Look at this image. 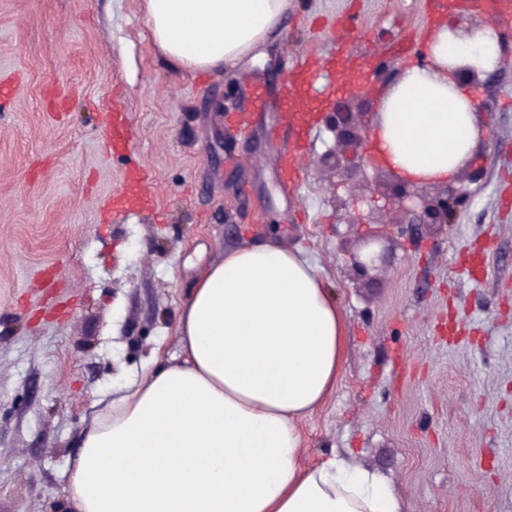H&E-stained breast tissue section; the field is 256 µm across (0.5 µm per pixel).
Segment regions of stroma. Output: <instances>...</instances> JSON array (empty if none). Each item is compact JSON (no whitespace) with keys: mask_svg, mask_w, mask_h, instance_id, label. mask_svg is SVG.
<instances>
[{"mask_svg":"<svg viewBox=\"0 0 512 512\" xmlns=\"http://www.w3.org/2000/svg\"><path fill=\"white\" fill-rule=\"evenodd\" d=\"M441 16L470 26L435 0H290L259 57L192 76L154 44L142 0H0V82L15 89L0 105V512H65L97 400L179 353L195 276L262 234L301 249L348 320L336 389L300 424L303 464L336 453L382 473L406 512H512V71L473 92L496 140L483 186L447 231L395 235L374 283L351 265L366 226L336 221L345 186L313 168L332 134L309 122L296 190L275 163L301 55L332 61L323 108L357 83L371 32L400 70ZM115 110L128 158L107 147ZM132 160L162 213L116 224Z\"/></svg>","mask_w":512,"mask_h":512,"instance_id":"stroma-1","label":"stroma"}]
</instances>
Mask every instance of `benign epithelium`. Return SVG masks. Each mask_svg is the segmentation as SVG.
I'll return each mask as SVG.
<instances>
[{"mask_svg": "<svg viewBox=\"0 0 512 512\" xmlns=\"http://www.w3.org/2000/svg\"><path fill=\"white\" fill-rule=\"evenodd\" d=\"M372 83L389 84L396 75L385 61L374 56L371 68ZM363 107L351 108L349 101L336 104L334 110L322 116V122L332 134L336 148L314 160V166L328 171L345 185L348 195L336 200V223L383 224L389 228L418 226L445 228L466 209L474 194V187L485 180L486 171L480 164L468 160L456 179L430 186H416L391 171L380 175L388 179V187L381 191L379 183L366 175L365 160L372 122L377 115L378 101L370 98V91L350 94ZM390 237L379 231H370L363 237V252L355 259V271L365 277L387 262Z\"/></svg>", "mask_w": 512, "mask_h": 512, "instance_id": "benign-epithelium-1", "label": "benign epithelium"}]
</instances>
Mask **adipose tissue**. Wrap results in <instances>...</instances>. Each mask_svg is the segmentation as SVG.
<instances>
[{"mask_svg": "<svg viewBox=\"0 0 512 512\" xmlns=\"http://www.w3.org/2000/svg\"><path fill=\"white\" fill-rule=\"evenodd\" d=\"M289 0H144L160 51L188 72L255 50ZM427 65L400 72L371 133L384 168L451 181L481 133L455 69L501 64L498 33L440 20ZM181 353L106 396L84 429L69 512H404L389 480L331 455L301 462L302 419L335 389L347 320L302 251L270 238L226 250L177 316Z\"/></svg>", "mask_w": 512, "mask_h": 512, "instance_id": "1", "label": "adipose tissue"}]
</instances>
